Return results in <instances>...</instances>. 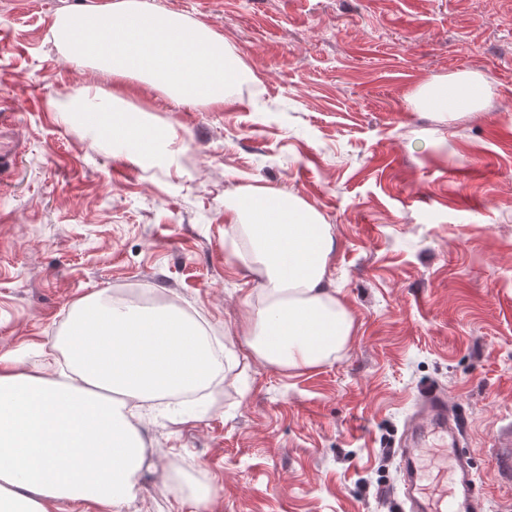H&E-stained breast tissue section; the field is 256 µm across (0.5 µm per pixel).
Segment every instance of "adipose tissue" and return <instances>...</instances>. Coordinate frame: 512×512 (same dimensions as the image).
Returning <instances> with one entry per match:
<instances>
[{"label":"adipose tissue","mask_w":512,"mask_h":512,"mask_svg":"<svg viewBox=\"0 0 512 512\" xmlns=\"http://www.w3.org/2000/svg\"><path fill=\"white\" fill-rule=\"evenodd\" d=\"M51 37L64 60L116 79L135 78L181 106L220 108L253 74L213 28L153 0H111L57 14ZM450 115L486 109L487 81L459 72L417 87L416 104L444 95ZM143 165L163 161L177 138L144 110L109 104L83 86L60 109ZM231 253L258 278L242 339L255 358L290 370L317 367L343 350L353 319L336 295L332 227L293 192L253 187L230 195ZM65 366L27 373L0 357V512H51L61 500L79 512H122L146 463L145 402L209 387L224 365L213 342L184 314L97 292L74 306L57 342Z\"/></svg>","instance_id":"ef3b65f1"}]
</instances>
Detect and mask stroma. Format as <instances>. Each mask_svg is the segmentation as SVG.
I'll list each match as a JSON object with an SVG mask.
<instances>
[{
  "instance_id": "35a3bbf8",
  "label": "stroma",
  "mask_w": 512,
  "mask_h": 512,
  "mask_svg": "<svg viewBox=\"0 0 512 512\" xmlns=\"http://www.w3.org/2000/svg\"><path fill=\"white\" fill-rule=\"evenodd\" d=\"M108 0H0V356L42 369L73 305L134 288L236 339L256 280L232 263L224 194L299 195L332 224L331 277L354 319L336 360L254 361L216 377L193 419L149 405L153 450L131 512H402L399 442L422 391L465 421L485 512H512L492 453L512 425V0H156L221 33L256 81L218 109L142 85L127 100L179 136L147 168L64 124L57 106L111 75L67 64L58 11ZM489 81L452 121L422 82Z\"/></svg>"
}]
</instances>
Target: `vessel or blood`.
Returning a JSON list of instances; mask_svg holds the SVG:
<instances>
[{"instance_id":"b4317fda","label":"vessel or blood","mask_w":512,"mask_h":512,"mask_svg":"<svg viewBox=\"0 0 512 512\" xmlns=\"http://www.w3.org/2000/svg\"><path fill=\"white\" fill-rule=\"evenodd\" d=\"M398 452L403 512H483L470 458L460 448L463 421L445 392L430 389Z\"/></svg>"}]
</instances>
